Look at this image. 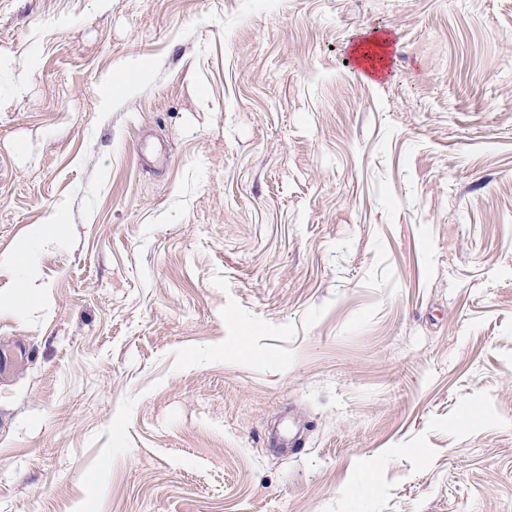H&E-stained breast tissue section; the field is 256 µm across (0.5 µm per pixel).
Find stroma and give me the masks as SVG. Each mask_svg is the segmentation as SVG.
I'll use <instances>...</instances> for the list:
<instances>
[{
	"instance_id": "stroma-1",
	"label": "stroma",
	"mask_w": 512,
	"mask_h": 512,
	"mask_svg": "<svg viewBox=\"0 0 512 512\" xmlns=\"http://www.w3.org/2000/svg\"><path fill=\"white\" fill-rule=\"evenodd\" d=\"M0 351V512H512V0H0Z\"/></svg>"
}]
</instances>
